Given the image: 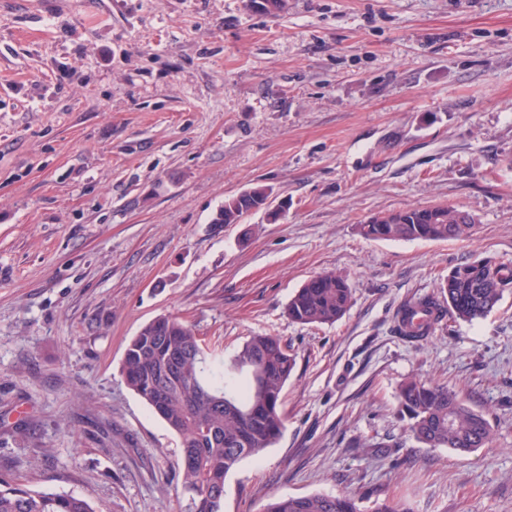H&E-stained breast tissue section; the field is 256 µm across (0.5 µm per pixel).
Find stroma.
<instances>
[{
  "label": "stroma",
  "instance_id": "stroma-1",
  "mask_svg": "<svg viewBox=\"0 0 512 512\" xmlns=\"http://www.w3.org/2000/svg\"><path fill=\"white\" fill-rule=\"evenodd\" d=\"M285 204L216 229L225 197ZM449 205L471 235L371 240L374 215ZM512 262V0H0V477L100 512H184L178 436L126 385L162 315L215 356L296 357L281 438L224 512L352 494L362 512H512V288L485 318L395 331L456 265ZM346 275L333 324L286 308ZM486 414L468 454L419 443L409 375Z\"/></svg>",
  "mask_w": 512,
  "mask_h": 512
}]
</instances>
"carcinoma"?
Masks as SVG:
<instances>
[{
	"mask_svg": "<svg viewBox=\"0 0 512 512\" xmlns=\"http://www.w3.org/2000/svg\"><path fill=\"white\" fill-rule=\"evenodd\" d=\"M272 189L254 187L224 199L213 224H238L244 215L265 211L270 220ZM442 223H430L431 211ZM359 225L372 240H448L470 234L466 214L452 206L435 205L406 210V223L385 215ZM512 286V264L475 260L448 272L439 295L405 304L397 330L413 342L430 335V320L415 321L420 313L447 310L472 322L485 317ZM352 293L337 272L308 280L288 302V316L302 324L333 323L347 312ZM295 358L275 336L251 337L228 359L209 360L191 326L177 317L160 316L145 325L131 341L121 372L137 394L195 456L181 462V494L185 512H223L227 475L244 459L260 455L276 443L284 428L280 404L292 377ZM399 413L414 437L428 448L467 452L492 441L489 420L445 386L418 377L397 390ZM0 512H98L94 504L72 493L36 492L0 478ZM264 512H360L352 495L273 497Z\"/></svg>",
	"mask_w": 512,
	"mask_h": 512,
	"instance_id": "cac0c4a2",
	"label": "carcinoma"
}]
</instances>
